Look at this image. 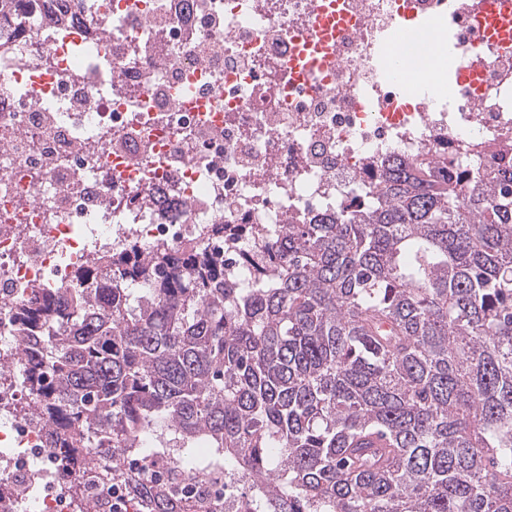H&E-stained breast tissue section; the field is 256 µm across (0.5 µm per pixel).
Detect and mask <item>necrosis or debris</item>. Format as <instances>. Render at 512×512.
Segmentation results:
<instances>
[{
	"instance_id": "necrosis-or-debris-1",
	"label": "necrosis or debris",
	"mask_w": 512,
	"mask_h": 512,
	"mask_svg": "<svg viewBox=\"0 0 512 512\" xmlns=\"http://www.w3.org/2000/svg\"><path fill=\"white\" fill-rule=\"evenodd\" d=\"M480 0H19L0 40V512H138L103 448L62 447L30 391L18 319L109 255L192 244L247 288L285 227L377 197L392 156L474 176L512 142V45L478 39ZM432 20L448 79L402 102L384 46ZM194 512L253 490L161 456L127 460Z\"/></svg>"
}]
</instances>
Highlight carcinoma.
Masks as SVG:
<instances>
[{"label":"carcinoma","mask_w":512,"mask_h":512,"mask_svg":"<svg viewBox=\"0 0 512 512\" xmlns=\"http://www.w3.org/2000/svg\"><path fill=\"white\" fill-rule=\"evenodd\" d=\"M442 165L395 157L374 205L287 225L255 288L189 246L45 293L19 320L64 447L232 466L256 512H512V166Z\"/></svg>","instance_id":"cac0c4a2"}]
</instances>
